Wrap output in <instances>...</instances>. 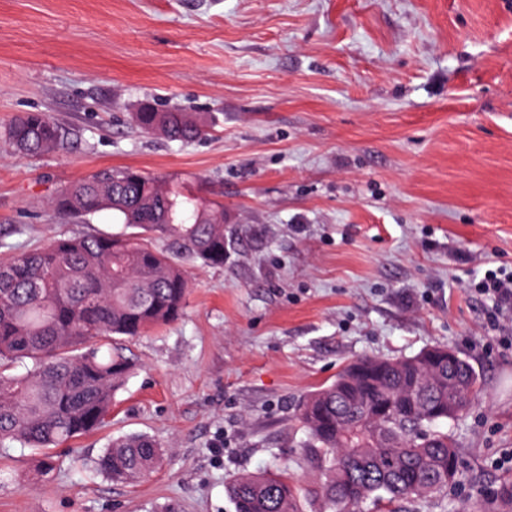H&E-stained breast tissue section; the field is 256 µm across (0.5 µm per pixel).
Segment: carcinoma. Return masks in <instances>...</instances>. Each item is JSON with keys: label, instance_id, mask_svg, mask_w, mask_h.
<instances>
[{"label": "carcinoma", "instance_id": "obj_1", "mask_svg": "<svg viewBox=\"0 0 512 512\" xmlns=\"http://www.w3.org/2000/svg\"><path fill=\"white\" fill-rule=\"evenodd\" d=\"M147 135L190 142L209 132L191 112L133 113ZM19 153L39 156L63 145L48 115L25 112L0 131ZM65 215L102 211L133 235L62 236L0 260V447L19 442L43 455L97 430L125 384L130 360L114 346L168 325L183 309L188 277L175 253L153 244L166 237L176 253L222 266L234 242L224 234V204L131 168H103L64 186L51 200ZM30 363L21 375L16 364ZM479 384L465 358L436 345L403 358L361 357L297 403L294 418L309 437L316 472L310 494L320 512H363L371 501L404 512L460 481L457 445L442 426L466 412ZM165 460L146 434L112 441L95 468L133 484ZM234 512H299V481L279 473H242L225 487Z\"/></svg>", "mask_w": 512, "mask_h": 512}]
</instances>
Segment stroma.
Listing matches in <instances>:
<instances>
[{"label": "stroma", "mask_w": 512, "mask_h": 512, "mask_svg": "<svg viewBox=\"0 0 512 512\" xmlns=\"http://www.w3.org/2000/svg\"><path fill=\"white\" fill-rule=\"evenodd\" d=\"M145 101L212 119L209 136L139 132ZM22 112L66 139L0 144V257L123 233L50 206L108 167L223 202L235 248L183 258L182 315L127 343L135 368L79 458L45 471L0 448V512H234L243 472L312 487L297 401L351 360L434 345L481 391L450 427L460 482L416 512H512V318L492 331L469 290L512 268V0H0V128ZM133 433L163 469L93 471Z\"/></svg>", "instance_id": "stroma-1"}]
</instances>
